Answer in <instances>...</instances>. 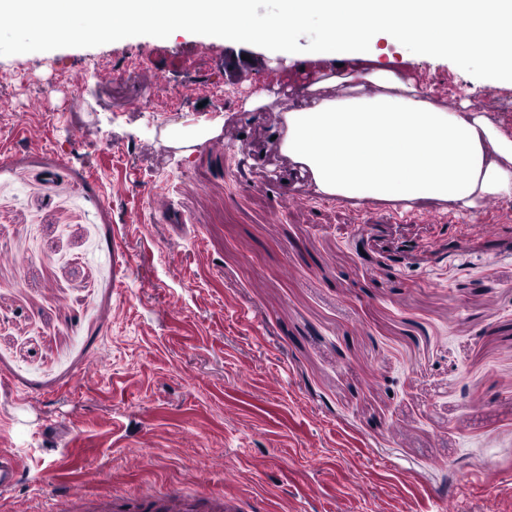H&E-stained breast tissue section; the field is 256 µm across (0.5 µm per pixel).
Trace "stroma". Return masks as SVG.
<instances>
[{"label": "stroma", "mask_w": 512, "mask_h": 512, "mask_svg": "<svg viewBox=\"0 0 512 512\" xmlns=\"http://www.w3.org/2000/svg\"><path fill=\"white\" fill-rule=\"evenodd\" d=\"M316 44L311 27L285 51L207 30L0 37V448L26 465L0 512H50L72 484L512 512V201L317 195L282 149ZM382 62L512 131L484 61Z\"/></svg>", "instance_id": "35a3bbf8"}]
</instances>
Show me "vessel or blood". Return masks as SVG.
<instances>
[{"label":"vessel or blood","instance_id":"obj_1","mask_svg":"<svg viewBox=\"0 0 512 512\" xmlns=\"http://www.w3.org/2000/svg\"><path fill=\"white\" fill-rule=\"evenodd\" d=\"M23 473L24 461L15 449L0 448V493L13 489ZM53 512H246V507L240 497L203 491L140 490L88 498L75 488L57 495Z\"/></svg>","mask_w":512,"mask_h":512}]
</instances>
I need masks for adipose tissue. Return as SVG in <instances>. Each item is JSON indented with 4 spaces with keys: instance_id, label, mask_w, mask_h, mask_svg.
I'll return each instance as SVG.
<instances>
[{
    "instance_id": "ef3b65f1",
    "label": "adipose tissue",
    "mask_w": 512,
    "mask_h": 512,
    "mask_svg": "<svg viewBox=\"0 0 512 512\" xmlns=\"http://www.w3.org/2000/svg\"><path fill=\"white\" fill-rule=\"evenodd\" d=\"M17 36L82 19L113 34L120 19L166 33L210 29L285 49L309 24L319 46L312 74L288 112L283 147L308 171L317 194L371 198L408 210L418 203L474 208L489 196L512 200V133L494 113L438 106L402 72L379 61L390 47L490 60L512 74V0H275L258 18L255 0H0ZM497 35L482 41L479 30ZM369 41L333 69L326 49Z\"/></svg>"
}]
</instances>
